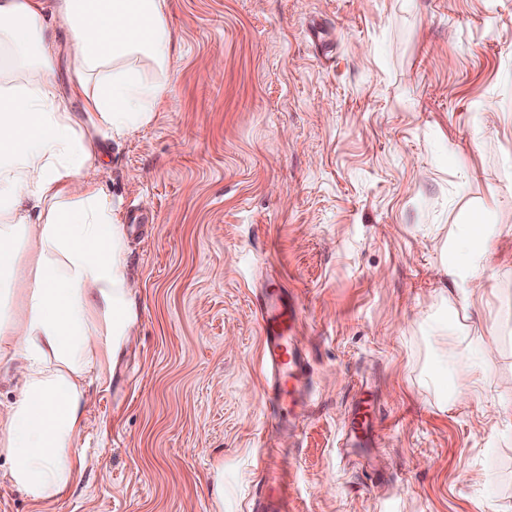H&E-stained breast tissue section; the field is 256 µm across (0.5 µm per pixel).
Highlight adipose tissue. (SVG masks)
Segmentation results:
<instances>
[{
  "mask_svg": "<svg viewBox=\"0 0 512 512\" xmlns=\"http://www.w3.org/2000/svg\"><path fill=\"white\" fill-rule=\"evenodd\" d=\"M166 0H0V460L30 502L63 497L78 480L88 375L111 361L136 322L118 205L99 186L94 134L149 126L171 83L173 29ZM75 75L72 111L54 61ZM496 225L460 224L437 267L453 311L470 315L491 269ZM482 360L456 377L431 374L444 404L483 400L484 365L497 348L466 330L446 338Z\"/></svg>",
  "mask_w": 512,
  "mask_h": 512,
  "instance_id": "adipose-tissue-1",
  "label": "adipose tissue"
}]
</instances>
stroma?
Returning a JSON list of instances; mask_svg holds the SVG:
<instances>
[{"mask_svg": "<svg viewBox=\"0 0 512 512\" xmlns=\"http://www.w3.org/2000/svg\"><path fill=\"white\" fill-rule=\"evenodd\" d=\"M172 82L154 123L101 137L123 211L137 325L91 375L84 462L40 505L0 462V512H253L262 450L288 451V512H512V0H167ZM501 235L471 335L492 391L443 406L454 316L444 237ZM302 305L313 380L296 436L264 405L254 292ZM376 401V471L340 435Z\"/></svg>", "mask_w": 512, "mask_h": 512, "instance_id": "obj_1", "label": "stroma"}]
</instances>
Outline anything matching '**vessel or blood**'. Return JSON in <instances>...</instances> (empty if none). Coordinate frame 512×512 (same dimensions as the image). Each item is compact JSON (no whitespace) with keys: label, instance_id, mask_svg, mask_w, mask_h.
<instances>
[{"label":"vessel or blood","instance_id":"obj_1","mask_svg":"<svg viewBox=\"0 0 512 512\" xmlns=\"http://www.w3.org/2000/svg\"><path fill=\"white\" fill-rule=\"evenodd\" d=\"M255 313L263 341L267 410L274 418H278L280 410H287L289 417L280 420L279 426L289 432H297L299 424L295 415L298 410L306 408L311 396L307 355L297 342L300 303L284 289L269 286L257 295ZM343 437L349 443L369 445L381 439L376 407L369 395H362L356 400ZM277 456L278 452L273 448L265 453L269 474L266 495L273 512H288V480L277 462Z\"/></svg>","mask_w":512,"mask_h":512}]
</instances>
